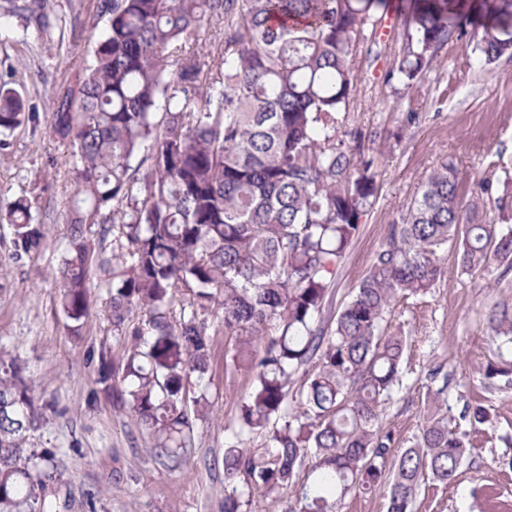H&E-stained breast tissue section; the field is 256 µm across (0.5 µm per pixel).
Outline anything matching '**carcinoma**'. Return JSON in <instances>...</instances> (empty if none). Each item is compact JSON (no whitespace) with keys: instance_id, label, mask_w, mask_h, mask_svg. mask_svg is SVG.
Segmentation results:
<instances>
[{"instance_id":"cac0c4a2","label":"carcinoma","mask_w":512,"mask_h":512,"mask_svg":"<svg viewBox=\"0 0 512 512\" xmlns=\"http://www.w3.org/2000/svg\"><path fill=\"white\" fill-rule=\"evenodd\" d=\"M386 0H101L102 31L90 62L50 101L54 134L73 149L82 205L69 213L58 275L69 331L90 313V269L112 263V323L133 338L126 361L101 353L99 382L148 426L157 456L193 447V426L210 415L202 385L211 355L206 322L220 298L230 363L250 387L225 440L224 512L294 491L292 512H338L352 492H383L386 512H411L425 474L453 480L468 441L430 410L387 473L391 431L378 422L399 381L406 340L383 335L397 298L424 295L445 270L438 252L460 239L462 268L495 259L512 271V194L495 200L500 221L463 212L461 182L441 164L389 225L387 241L351 299L316 326L330 279L377 196V164L363 131L338 135L359 81L353 48L375 41L372 9ZM49 33L47 4L22 7ZM215 21L219 60L183 49L182 38ZM402 42L387 84L412 86L439 50L470 37L480 66L512 58V0H406ZM32 120L0 81V135ZM493 181L477 184L475 213ZM14 255L44 239L23 199L7 212ZM98 230H92L93 225ZM97 234L93 240L91 234ZM112 239L109 257L104 243ZM193 293L191 316L169 320L177 292ZM141 313L144 325L133 323ZM491 331L512 344V311L492 310ZM296 405L295 378L311 360ZM200 394L188 398L189 375ZM53 411L40 403L15 361L0 357V512H52L48 483L57 452L29 447ZM267 433L274 451L251 448ZM310 482L295 486L307 456Z\"/></svg>"}]
</instances>
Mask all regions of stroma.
<instances>
[{
    "label": "stroma",
    "instance_id": "1",
    "mask_svg": "<svg viewBox=\"0 0 512 512\" xmlns=\"http://www.w3.org/2000/svg\"><path fill=\"white\" fill-rule=\"evenodd\" d=\"M49 2L65 27L62 36L43 41L10 0H0V77L14 74L34 116L0 147V204L26 198L45 232L39 252L17 258L13 228L0 222V354L16 359L35 395L56 408L30 445L58 451L63 477L49 488L55 512H84L87 499L94 512H221L225 429L234 425L250 381L247 372L224 361L221 302L206 315L212 354L204 381L211 417L196 422L193 455L181 463L157 458L148 430L113 405L97 382L99 353L118 364L129 344L112 324L106 289L111 269L93 270L81 339L69 336L59 308L57 268L77 183L72 150L52 131L49 99L53 86L81 71L101 24L99 0ZM394 57L390 34L376 45L358 44L352 54L359 83L344 127L371 135L378 193L329 288L330 313L349 300L385 244L389 224L442 162L457 166L466 201L480 179L512 173V59L485 69L469 41L452 42L435 68L407 88L383 82ZM411 107L422 112V121L392 140ZM459 250L452 241L440 252L446 270L440 285L390 308L387 330L406 336L407 348L379 424L393 433L395 452H402L419 432L428 392L441 391L449 428L468 434L473 446L453 481H422L413 512H512V384L485 376L486 366L499 359L488 315L497 303H512V277L501 278L495 262L462 272ZM476 403L488 408L489 422L471 424L465 408Z\"/></svg>",
    "mask_w": 512,
    "mask_h": 512
}]
</instances>
